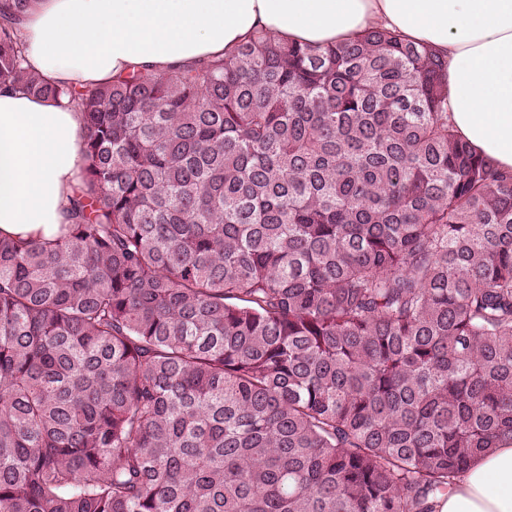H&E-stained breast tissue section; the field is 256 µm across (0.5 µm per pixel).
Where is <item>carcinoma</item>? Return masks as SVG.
<instances>
[{"label": "carcinoma", "mask_w": 512, "mask_h": 512, "mask_svg": "<svg viewBox=\"0 0 512 512\" xmlns=\"http://www.w3.org/2000/svg\"><path fill=\"white\" fill-rule=\"evenodd\" d=\"M76 107L54 239L0 236V512H436L512 444V171L385 28L256 33Z\"/></svg>", "instance_id": "obj_1"}]
</instances>
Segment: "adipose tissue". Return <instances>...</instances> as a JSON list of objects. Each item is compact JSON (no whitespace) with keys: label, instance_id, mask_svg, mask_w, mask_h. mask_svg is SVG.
<instances>
[{"label":"adipose tissue","instance_id":"obj_1","mask_svg":"<svg viewBox=\"0 0 512 512\" xmlns=\"http://www.w3.org/2000/svg\"><path fill=\"white\" fill-rule=\"evenodd\" d=\"M399 31L448 63V121L512 170V0H31L20 24L29 70L96 85L133 69L230 52L258 30L326 47ZM82 112L0 87V233L55 237L84 164ZM436 512H512V444L480 457Z\"/></svg>","mask_w":512,"mask_h":512}]
</instances>
